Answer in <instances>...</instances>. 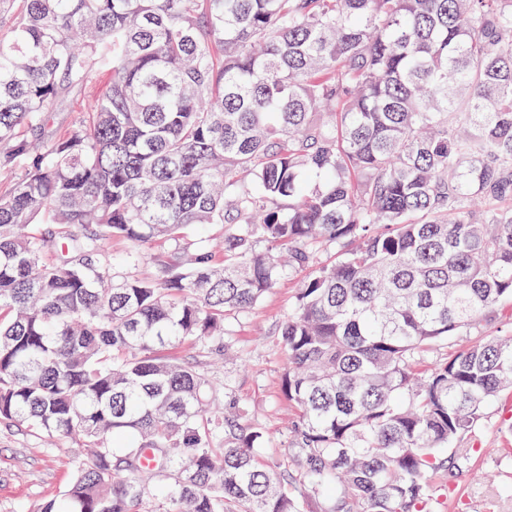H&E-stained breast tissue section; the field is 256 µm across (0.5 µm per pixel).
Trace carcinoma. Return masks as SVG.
<instances>
[{
	"label": "carcinoma",
	"instance_id": "cac0c4a2",
	"mask_svg": "<svg viewBox=\"0 0 512 512\" xmlns=\"http://www.w3.org/2000/svg\"><path fill=\"white\" fill-rule=\"evenodd\" d=\"M19 155L0 419L90 456L33 512H438L430 473L512 389V331H484L512 300V0H0V170ZM41 214L59 231L32 236ZM112 237L155 276L114 279ZM325 247L279 332L296 492L157 350H227L226 316ZM97 90L98 84L95 80H92L77 103L70 104L65 108L59 109L57 112H53V121L51 123L53 130L60 134L71 127L81 116L80 111L84 108V105L94 98Z\"/></svg>",
	"mask_w": 512,
	"mask_h": 512
}]
</instances>
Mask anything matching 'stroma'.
<instances>
[{"label": "stroma", "mask_w": 512, "mask_h": 512, "mask_svg": "<svg viewBox=\"0 0 512 512\" xmlns=\"http://www.w3.org/2000/svg\"><path fill=\"white\" fill-rule=\"evenodd\" d=\"M307 270L287 271L252 311L230 318L224 342L233 358L202 352L183 343L163 349V356L206 373L230 393L247 423L265 435L262 463L298 482L300 464L287 451L296 407L281 392L285 358L279 328L294 308ZM467 451L460 471H437L431 482L442 489L440 512H512V392L502 393L487 410L481 426L449 446L448 456ZM87 458L76 443L48 441L28 427L0 420V512H34L46 500L67 490L73 469Z\"/></svg>", "instance_id": "obj_1"}]
</instances>
